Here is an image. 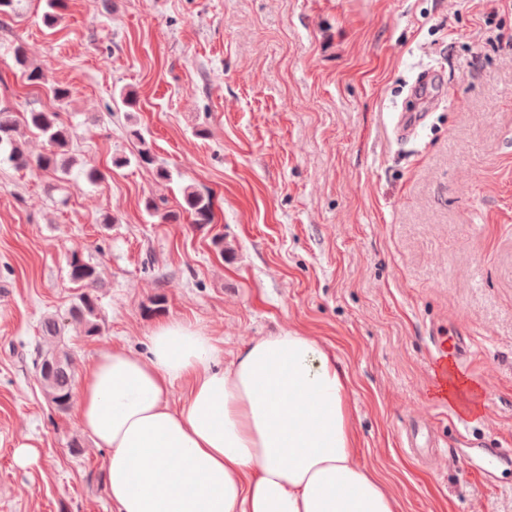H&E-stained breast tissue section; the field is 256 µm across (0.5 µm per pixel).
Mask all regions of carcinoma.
Returning <instances> with one entry per match:
<instances>
[{
  "label": "carcinoma",
  "mask_w": 512,
  "mask_h": 512,
  "mask_svg": "<svg viewBox=\"0 0 512 512\" xmlns=\"http://www.w3.org/2000/svg\"><path fill=\"white\" fill-rule=\"evenodd\" d=\"M43 21L48 26L58 24L66 9L65 0H47ZM15 64L26 77L27 83H41L43 72L33 65L22 45L14 49ZM36 133L46 139L49 149L33 159L25 149V131ZM72 132L65 125L61 113L32 110L18 121L12 108L0 107V155L19 168L36 167L44 171L70 174L78 159L72 154L70 143ZM186 211L194 218L196 224H210L213 220L211 196L204 195L195 187L183 188ZM69 279L79 285L81 291L75 296L68 315L71 320L83 326L87 336H99L102 333L100 307L97 290L100 278L97 269L84 261L78 254H72L69 262ZM64 323L55 317H46L41 323L43 340L47 349L38 350L36 368L41 384L49 401L59 411L68 408L74 381V369L69 352L60 345Z\"/></svg>",
  "instance_id": "1"
}]
</instances>
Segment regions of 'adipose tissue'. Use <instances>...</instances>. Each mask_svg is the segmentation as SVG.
I'll list each match as a JSON object with an SVG mask.
<instances>
[{"instance_id": "1", "label": "adipose tissue", "mask_w": 512, "mask_h": 512, "mask_svg": "<svg viewBox=\"0 0 512 512\" xmlns=\"http://www.w3.org/2000/svg\"><path fill=\"white\" fill-rule=\"evenodd\" d=\"M348 389L336 355L300 332L228 362L218 339L172 319L147 355L116 345L88 364L78 420L109 451L113 512H398L355 459Z\"/></svg>"}]
</instances>
